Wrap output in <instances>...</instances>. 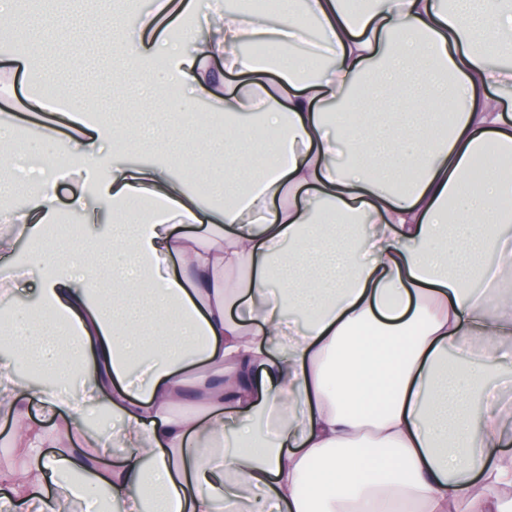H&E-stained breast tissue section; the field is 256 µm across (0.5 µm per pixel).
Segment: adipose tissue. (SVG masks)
<instances>
[{
    "label": "adipose tissue",
    "instance_id": "obj_1",
    "mask_svg": "<svg viewBox=\"0 0 512 512\" xmlns=\"http://www.w3.org/2000/svg\"><path fill=\"white\" fill-rule=\"evenodd\" d=\"M303 3L274 18L210 0L109 14L99 74L177 111L202 94L228 116L223 136L195 131L196 158L226 162L205 192L177 176L181 128L142 125L153 159H113L116 124L75 92L85 136L47 126L28 149L30 250L0 245V294L38 289L12 307L0 362L24 457L0 469L7 512H512V408L487 400L490 373L512 370V209L498 206L512 169L468 179L478 154L512 159V68L492 63L512 57V0ZM189 21L206 34L187 43L173 32ZM264 40L278 60L235 51ZM212 59L235 85L206 78ZM266 72L278 80L259 99ZM255 125L270 155L243 152ZM57 152L116 215L107 232L92 214L68 240L44 236ZM76 369L79 401L61 392ZM34 398L53 429L33 424ZM89 401L120 428L81 432Z\"/></svg>",
    "mask_w": 512,
    "mask_h": 512
}]
</instances>
